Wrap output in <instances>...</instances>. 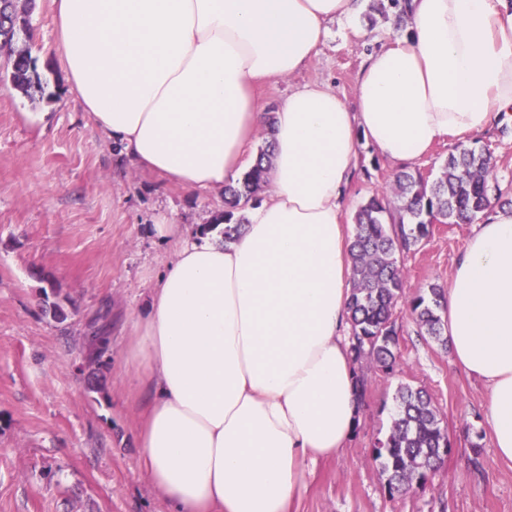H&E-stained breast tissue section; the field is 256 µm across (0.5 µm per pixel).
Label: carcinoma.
Returning <instances> with one entry per match:
<instances>
[{
  "instance_id": "carcinoma-1",
  "label": "carcinoma",
  "mask_w": 512,
  "mask_h": 512,
  "mask_svg": "<svg viewBox=\"0 0 512 512\" xmlns=\"http://www.w3.org/2000/svg\"><path fill=\"white\" fill-rule=\"evenodd\" d=\"M404 0H370L368 13L392 17L393 30L406 27ZM29 9L0 10V53L7 55L6 69L15 88L28 96L45 94L47 81L29 50ZM270 144L258 150L256 164L235 183L224 185L229 208L212 223L224 225V241L231 242L246 222L245 211L261 201L269 183ZM499 159L489 150L459 146L437 173L399 170L389 184L375 191L355 211L349 242L351 298L349 325L355 362L369 360L386 376L400 364L395 318L404 297L405 277L401 256L416 249L434 224H472L481 219L499 196L496 188ZM444 290L431 284L410 299L407 311L426 335L446 342L440 316ZM450 447L447 430L432 397L423 388L402 384L395 393V413L388 433L376 440L374 459L389 494H406L423 486L443 462L442 449Z\"/></svg>"
}]
</instances>
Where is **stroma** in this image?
<instances>
[{"label":"stroma","mask_w":512,"mask_h":512,"mask_svg":"<svg viewBox=\"0 0 512 512\" xmlns=\"http://www.w3.org/2000/svg\"><path fill=\"white\" fill-rule=\"evenodd\" d=\"M31 52L48 83L30 100L0 81V512H169L150 485L136 441L138 400L126 376V320L170 255L150 226L165 211L188 232L224 208L222 191L184 194L116 155L67 82L53 0H35ZM311 62L287 79L261 84L266 107L295 89L331 88L347 106L366 55L397 39L382 16L359 27L336 21ZM487 148L499 160L504 199H512V123L484 135L448 138L409 169H438L457 145ZM378 162L372 176L355 174L344 220L398 171L360 142L358 164ZM476 231L437 224L405 255V294L447 285L454 260ZM60 303L65 321L54 319ZM401 359L384 377L369 362L365 410L336 458L318 463L296 512H512V462L502 460L485 418V385L456 364L450 345L420 331L399 311ZM109 337L96 387L84 371L85 337ZM427 389L451 448L421 488L389 495L372 456L391 424L399 384Z\"/></svg>","instance_id":"35a3bbf8"}]
</instances>
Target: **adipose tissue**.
<instances>
[{"mask_svg":"<svg viewBox=\"0 0 512 512\" xmlns=\"http://www.w3.org/2000/svg\"><path fill=\"white\" fill-rule=\"evenodd\" d=\"M363 3L55 0L67 80L136 166L220 189L273 128L271 194L235 241L164 215L151 226L172 254L128 321L127 382L143 398L142 468L171 512H290L310 465L352 438L342 197L360 140L404 163L512 120V0H408L409 33L368 55L356 109L312 85L267 115L254 85L304 68ZM443 318L512 461V206H493L455 260Z\"/></svg>","mask_w":512,"mask_h":512,"instance_id":"adipose-tissue-1","label":"adipose tissue"}]
</instances>
